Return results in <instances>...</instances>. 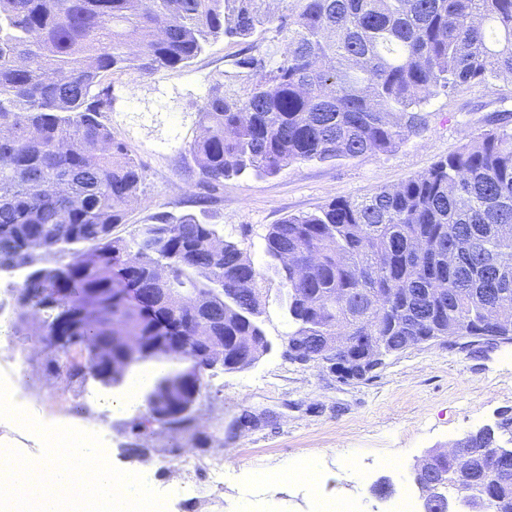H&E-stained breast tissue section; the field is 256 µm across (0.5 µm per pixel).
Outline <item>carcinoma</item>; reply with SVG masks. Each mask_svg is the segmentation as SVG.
<instances>
[{
    "label": "carcinoma",
    "mask_w": 512,
    "mask_h": 512,
    "mask_svg": "<svg viewBox=\"0 0 512 512\" xmlns=\"http://www.w3.org/2000/svg\"><path fill=\"white\" fill-rule=\"evenodd\" d=\"M270 2L0 0V274L27 271L18 308L41 319L68 378L110 387L105 364L157 357L164 343L146 296L184 335L212 336L228 371L266 349L260 273L217 225L162 215L112 236L143 181L109 123L113 74L185 67L220 37H280L279 56L257 49L235 60L199 109L189 153L212 188L300 161L388 153L421 134L439 91L512 79V0ZM264 252L287 296L290 348L354 380L369 372L323 340L338 328L371 337L386 359L419 336H512V321L492 319L512 310V131L490 130L368 199L285 218L269 227ZM162 265L172 280L157 277ZM64 278L62 300L54 289ZM64 313L74 330L57 345L50 335ZM197 398L165 376L140 426L188 428ZM464 440L486 512H512V484L497 474L512 461L496 433Z\"/></svg>",
    "instance_id": "obj_1"
}]
</instances>
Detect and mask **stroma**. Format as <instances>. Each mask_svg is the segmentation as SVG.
Here are the masks:
<instances>
[{
  "instance_id": "1",
  "label": "stroma",
  "mask_w": 512,
  "mask_h": 512,
  "mask_svg": "<svg viewBox=\"0 0 512 512\" xmlns=\"http://www.w3.org/2000/svg\"><path fill=\"white\" fill-rule=\"evenodd\" d=\"M242 50L220 38L189 66L113 76L112 129L143 169L142 193L113 234L128 237L147 217L162 214L192 213L218 225L262 274L258 320L271 350L249 369L205 373L192 431L159 425L144 431L137 424L146 402L114 414L102 401L120 388L91 377L65 381L44 332L30 321L17 324L14 280L2 274L0 372L14 374L23 394L41 384V398L28 405L36 418L99 428L116 468L152 464L151 486L167 497L169 512H312L320 497L361 498L363 512H388L391 500L375 494L376 484L387 479L395 490L413 489L411 473L423 455L512 411V344L422 345L348 383L323 365L292 362L284 290L267 265L264 237L284 218L338 197L360 200L426 172L497 127L500 110H512V81L439 92L426 107V130L392 152L297 162L271 176H231L209 190L188 144L200 131V105ZM186 454L198 466L174 481L170 469ZM310 461L322 474L318 486L283 480L255 493V473L296 471Z\"/></svg>"
}]
</instances>
